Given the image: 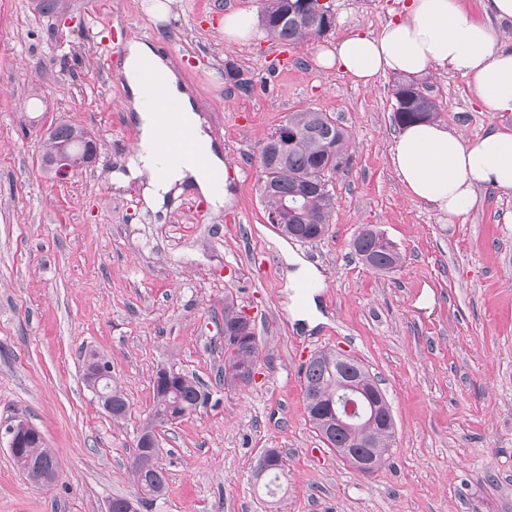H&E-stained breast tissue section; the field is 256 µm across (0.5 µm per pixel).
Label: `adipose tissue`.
<instances>
[{"label":"adipose tissue","mask_w":512,"mask_h":512,"mask_svg":"<svg viewBox=\"0 0 512 512\" xmlns=\"http://www.w3.org/2000/svg\"><path fill=\"white\" fill-rule=\"evenodd\" d=\"M484 19L475 18L460 0H410L403 18L387 22L380 34L353 32L336 44L317 47L315 62L337 67L356 84L369 87L386 74L420 76L445 67L467 76L482 107L512 112V50L498 46L493 22L512 21V0H484ZM151 63L160 79L163 101L180 115L205 149L202 165L166 160L156 139L158 114L146 100L141 68ZM123 85L138 130V146L118 182L146 176L147 203L163 210L171 192L201 195L218 209L231 200L224 155L199 113L193 91L167 56L151 42L126 46ZM392 163L411 199L429 203L448 217L466 214L481 188L512 191V129L485 132L464 144L441 121L406 127L392 146Z\"/></svg>","instance_id":"1"}]
</instances>
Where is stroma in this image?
<instances>
[{"label": "stroma", "instance_id": "stroma-1", "mask_svg": "<svg viewBox=\"0 0 512 512\" xmlns=\"http://www.w3.org/2000/svg\"><path fill=\"white\" fill-rule=\"evenodd\" d=\"M148 2L59 0L48 12L43 0H0V431L28 421L58 458L57 479L34 483L0 434V512H107L135 496L128 461L162 365L196 375L211 398L160 427L166 492L151 512H512V192L482 189L452 220L410 199L391 163L395 75L366 89L314 62L317 44L380 33L407 0H332V29L288 49L264 36L225 44V13H260L261 0H176L164 21ZM131 40L157 44L194 90L227 161L224 209L185 194L155 219L137 185L113 189L137 142L122 84ZM422 80L465 143L512 128V113L484 110L461 73ZM305 108L350 135L328 236L292 244L323 275L312 328L288 310L258 167L260 146ZM62 123L101 142L97 161L65 180L41 166L44 134ZM367 224L398 247L400 267L354 254ZM228 303L253 318L249 385L224 381ZM327 348L360 361L391 405L394 447L372 475L308 423L300 366ZM90 351L110 361L126 419L86 386ZM268 448L286 457L272 499L255 479Z\"/></svg>", "mask_w": 512, "mask_h": 512}]
</instances>
